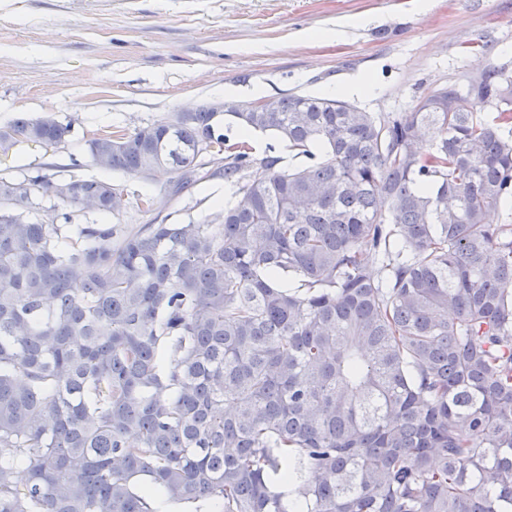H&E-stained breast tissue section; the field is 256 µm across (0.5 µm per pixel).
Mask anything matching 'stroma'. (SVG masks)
<instances>
[{
	"instance_id": "35a3bbf8",
	"label": "stroma",
	"mask_w": 512,
	"mask_h": 512,
	"mask_svg": "<svg viewBox=\"0 0 512 512\" xmlns=\"http://www.w3.org/2000/svg\"><path fill=\"white\" fill-rule=\"evenodd\" d=\"M490 66L512 73V0H0V126L46 111L71 126L58 147L0 152V177L51 164L61 178L103 176L87 153L93 133L214 99L306 93L381 117ZM104 176L125 188L117 224H220L231 195L206 178L146 212L138 196L164 198V180Z\"/></svg>"
}]
</instances>
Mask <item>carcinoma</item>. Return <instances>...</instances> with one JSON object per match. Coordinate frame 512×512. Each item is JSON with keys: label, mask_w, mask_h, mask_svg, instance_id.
Returning a JSON list of instances; mask_svg holds the SVG:
<instances>
[{"label": "carcinoma", "mask_w": 512, "mask_h": 512, "mask_svg": "<svg viewBox=\"0 0 512 512\" xmlns=\"http://www.w3.org/2000/svg\"><path fill=\"white\" fill-rule=\"evenodd\" d=\"M479 76L87 141L171 196L224 178L222 224H41L37 191L105 219L123 185L1 177L0 512H512V75ZM68 133L19 113L0 147ZM250 139L253 146L255 147L256 154L259 157H262L266 154L278 155L284 158V164L286 165H288V163L290 165H300L306 161V159L303 157L293 158L291 153L288 155V146L286 143L270 136L269 134L254 132L251 134ZM270 146L273 148V153H271L268 149Z\"/></svg>", "instance_id": "obj_1"}]
</instances>
